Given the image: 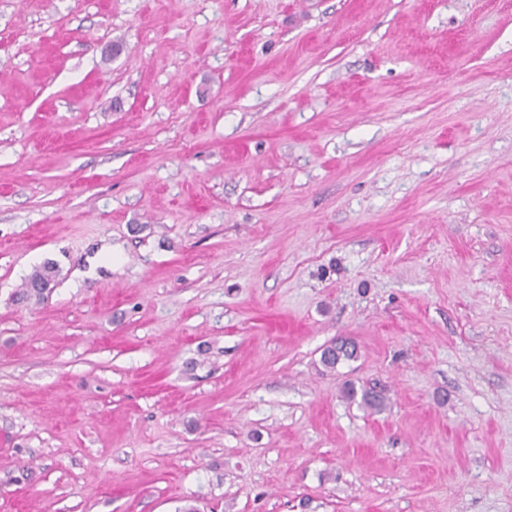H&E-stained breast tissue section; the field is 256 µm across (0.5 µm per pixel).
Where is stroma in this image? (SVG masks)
<instances>
[{"label":"stroma","instance_id":"obj_1","mask_svg":"<svg viewBox=\"0 0 512 512\" xmlns=\"http://www.w3.org/2000/svg\"><path fill=\"white\" fill-rule=\"evenodd\" d=\"M190 497L512 512V0H0V512ZM57 273L56 266L49 262L36 268L16 294L15 301L18 303H29L31 301L40 302L44 300L52 290V288L47 287L51 283H55ZM355 356V349L347 344H331L321 354V363L327 369H335L342 360H350Z\"/></svg>","mask_w":512,"mask_h":512}]
</instances>
